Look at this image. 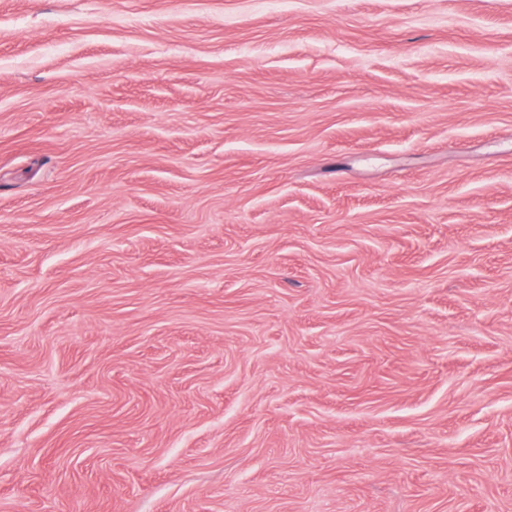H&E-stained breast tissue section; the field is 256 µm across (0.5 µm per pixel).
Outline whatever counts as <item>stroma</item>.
Segmentation results:
<instances>
[{"label": "stroma", "mask_w": 512, "mask_h": 512, "mask_svg": "<svg viewBox=\"0 0 512 512\" xmlns=\"http://www.w3.org/2000/svg\"><path fill=\"white\" fill-rule=\"evenodd\" d=\"M0 512H512V0H0Z\"/></svg>", "instance_id": "obj_1"}]
</instances>
